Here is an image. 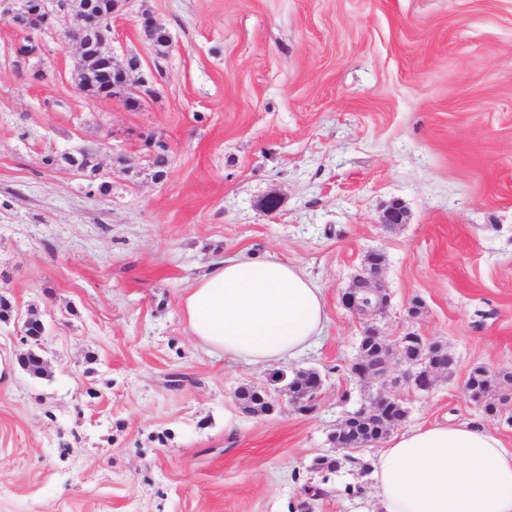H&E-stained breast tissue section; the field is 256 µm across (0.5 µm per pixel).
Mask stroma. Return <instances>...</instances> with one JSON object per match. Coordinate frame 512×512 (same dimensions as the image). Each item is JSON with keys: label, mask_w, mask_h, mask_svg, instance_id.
I'll return each instance as SVG.
<instances>
[{"label": "stroma", "mask_w": 512, "mask_h": 512, "mask_svg": "<svg viewBox=\"0 0 512 512\" xmlns=\"http://www.w3.org/2000/svg\"><path fill=\"white\" fill-rule=\"evenodd\" d=\"M18 38L0 20V512H378L375 446L314 467L376 388L347 371L363 324L340 301L371 252L380 334L454 358L429 393L396 387L403 428L478 421L512 446L465 386L512 371V0H127L114 62L157 75L136 106L77 91L62 32L23 67ZM80 147L93 171L44 163ZM268 253L324 292L321 337L285 365L323 385L248 415L236 394L268 371L196 344L181 301L210 264ZM32 312L44 378L18 364Z\"/></svg>", "instance_id": "stroma-1"}]
</instances>
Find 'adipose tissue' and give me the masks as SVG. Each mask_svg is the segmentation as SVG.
Here are the masks:
<instances>
[{
	"label": "adipose tissue",
	"mask_w": 512,
	"mask_h": 512,
	"mask_svg": "<svg viewBox=\"0 0 512 512\" xmlns=\"http://www.w3.org/2000/svg\"><path fill=\"white\" fill-rule=\"evenodd\" d=\"M182 313L195 341L262 369L305 352L328 321L321 288L275 254L212 264L188 289ZM371 473L381 512H512V448L477 422L403 431Z\"/></svg>",
	"instance_id": "1"
}]
</instances>
